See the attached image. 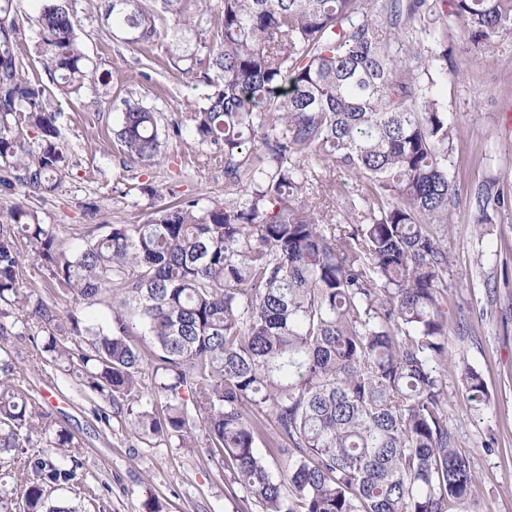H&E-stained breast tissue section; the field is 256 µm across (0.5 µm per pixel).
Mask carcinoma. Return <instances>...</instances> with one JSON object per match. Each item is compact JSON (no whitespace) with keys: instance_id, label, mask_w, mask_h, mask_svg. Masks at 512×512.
Here are the masks:
<instances>
[{"instance_id":"cac0c4a2","label":"carcinoma","mask_w":512,"mask_h":512,"mask_svg":"<svg viewBox=\"0 0 512 512\" xmlns=\"http://www.w3.org/2000/svg\"><path fill=\"white\" fill-rule=\"evenodd\" d=\"M13 2L0 0V351L43 338L44 361L108 404L101 422L206 449L227 494L261 512H451L474 497L444 413L437 226L455 194L454 124L437 85L450 25L466 54L491 58L512 40V0H385L383 13L367 0H104L140 76L160 51L205 88L164 123L139 101H91L118 113L124 170L190 143L224 162L227 197L131 184L150 200L143 221L75 249L28 205L56 191L72 148L17 50L34 40L64 97L112 74L84 52L71 0H42L29 34ZM338 169L359 185L330 211ZM108 298L105 324L81 315ZM461 382L487 401L478 372ZM38 440L55 455L29 452ZM74 447L1 359L0 512H104L82 464L59 462ZM60 484L84 502L50 501Z\"/></svg>"}]
</instances>
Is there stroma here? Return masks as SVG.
Returning <instances> with one entry per match:
<instances>
[{"label":"stroma","instance_id":"1","mask_svg":"<svg viewBox=\"0 0 512 512\" xmlns=\"http://www.w3.org/2000/svg\"><path fill=\"white\" fill-rule=\"evenodd\" d=\"M85 52L111 72L109 97L131 98L167 114L201 96L178 75L164 89L139 76L137 51L110 36L101 0H72ZM459 27L448 31V79L439 91L455 124L448 173L456 195L448 206L443 234L450 267L448 352L454 365L444 371L445 414L456 446L466 453L478 480L475 501L455 512H512V206H489L490 223L475 229L479 195L512 196V47L490 59L467 57ZM94 89L51 95L62 112L63 133L73 149L70 170L55 195L33 200L43 223L66 246L101 224H135L148 201L126 194L119 181L121 158L112 129L117 115L94 111ZM179 160L139 169L140 180L189 196L224 197L221 162L202 161L199 171L180 174ZM7 349L23 391L39 400L58 425L81 443L75 451L90 485L108 486L109 512H144L158 500L163 512H238L228 498L217 465L201 448L138 438L127 423L102 424L94 404L78 385L52 365L33 366L36 348L28 338H10ZM482 376L486 403L471 401L462 388L460 364Z\"/></svg>","mask_w":512,"mask_h":512}]
</instances>
